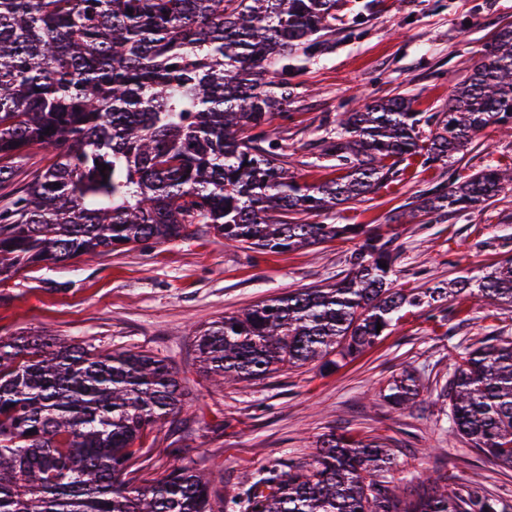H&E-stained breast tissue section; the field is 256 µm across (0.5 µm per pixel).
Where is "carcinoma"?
Returning <instances> with one entry per match:
<instances>
[{"instance_id": "1", "label": "carcinoma", "mask_w": 512, "mask_h": 512, "mask_svg": "<svg viewBox=\"0 0 512 512\" xmlns=\"http://www.w3.org/2000/svg\"><path fill=\"white\" fill-rule=\"evenodd\" d=\"M337 2L0 0V185L24 152L53 153L0 207V282L41 262L184 239L193 224L270 253L357 236L361 224L304 217L366 197L406 156L444 161L486 128L512 125L508 24L468 66L428 136L402 93L346 110L327 148L346 173L300 183L266 128L288 112L295 62L323 50ZM511 187L512 168L487 165L421 194L409 216L463 210ZM352 265L336 283L198 327L202 371L222 384L331 366L371 346L403 311L474 288L512 304V261L406 291L391 286L392 257L369 235ZM418 395L407 372L387 399L403 406ZM437 399L455 433L512 468V341L458 352ZM181 408L177 373L152 353L23 332L0 338V512H224L191 465L143 484L125 479L144 437ZM389 464L378 437L324 434L312 461L265 469L246 492L247 512H394L395 490L371 479ZM403 512L504 508L479 484L439 475Z\"/></svg>"}]
</instances>
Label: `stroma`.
<instances>
[{
  "label": "stroma",
  "mask_w": 512,
  "mask_h": 512,
  "mask_svg": "<svg viewBox=\"0 0 512 512\" xmlns=\"http://www.w3.org/2000/svg\"><path fill=\"white\" fill-rule=\"evenodd\" d=\"M508 23L512 0H341L326 49L298 61L289 117L275 119L267 137L300 181L339 176L324 148L354 99L409 92L421 130H430L464 75V60L479 58ZM489 164L512 167V136L493 126L450 160H403L379 190L317 221L381 234L397 256L394 287L423 291L476 276L512 258V190L467 211L414 220L408 212L423 189ZM192 230L172 243L19 272L0 284V337L31 330L165 359L181 379L182 412L145 439L134 464L145 478L189 464L209 473L212 494L239 497L267 467L310 460L321 435L333 431L384 438L393 463L378 478L400 485L401 500L416 499L426 475L445 474L478 483L512 512V469L470 448L437 400L456 349L512 340V307L463 294L407 313L338 368L306 364L219 387L199 369L192 329L273 296L335 283L349 273L358 244L259 253L225 243L205 225ZM407 369L420 394L398 408L386 394Z\"/></svg>",
  "instance_id": "1"
}]
</instances>
